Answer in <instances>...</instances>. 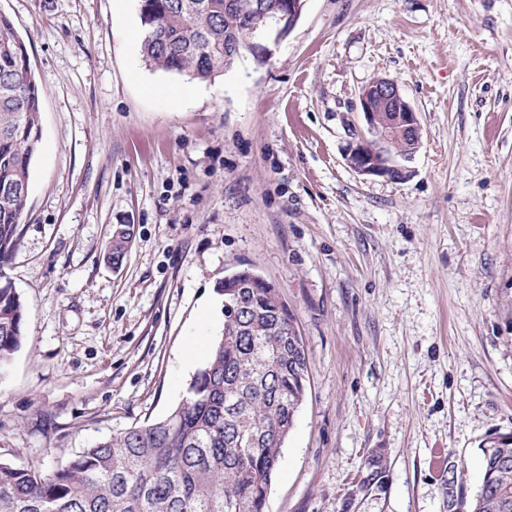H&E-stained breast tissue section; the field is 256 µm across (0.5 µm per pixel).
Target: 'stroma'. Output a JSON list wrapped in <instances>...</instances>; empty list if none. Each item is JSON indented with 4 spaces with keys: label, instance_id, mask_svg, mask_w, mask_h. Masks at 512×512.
I'll list each match as a JSON object with an SVG mask.
<instances>
[{
    "label": "stroma",
    "instance_id": "stroma-1",
    "mask_svg": "<svg viewBox=\"0 0 512 512\" xmlns=\"http://www.w3.org/2000/svg\"><path fill=\"white\" fill-rule=\"evenodd\" d=\"M0 12L42 99L0 457L47 475L164 418L222 332L219 282L249 268L308 352L265 512H448L451 471L472 500L482 443L512 433V0H306L270 56L197 83L145 63L137 0ZM378 76L419 114L403 181L345 160ZM128 237H131L130 233V225H123L122 228L117 229L112 239L109 241V244L106 248V258L107 261L112 263V260L115 262H122L125 250L127 249V240Z\"/></svg>",
    "mask_w": 512,
    "mask_h": 512
}]
</instances>
